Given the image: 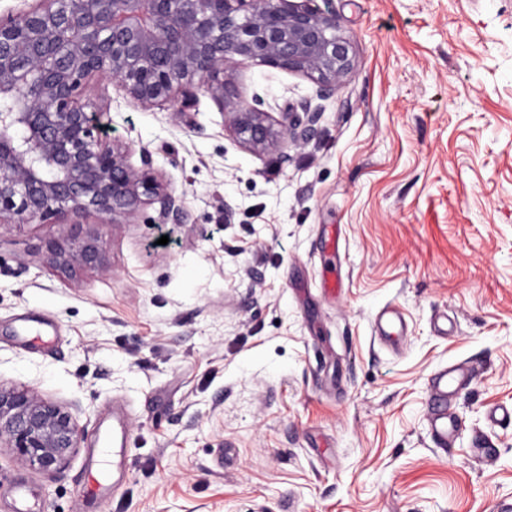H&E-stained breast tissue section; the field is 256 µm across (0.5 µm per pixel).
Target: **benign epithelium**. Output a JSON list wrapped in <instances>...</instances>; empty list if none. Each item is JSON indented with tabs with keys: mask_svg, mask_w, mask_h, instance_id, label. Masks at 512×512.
Returning <instances> with one entry per match:
<instances>
[{
	"mask_svg": "<svg viewBox=\"0 0 512 512\" xmlns=\"http://www.w3.org/2000/svg\"><path fill=\"white\" fill-rule=\"evenodd\" d=\"M249 61L301 74L326 100L354 70L352 39L316 0H35L0 18V227L56 224L46 261L65 272L110 271L99 237L79 219L126 224L156 205L181 224L182 200L152 156L104 136L103 113L82 101L109 81L144 109L181 114L203 92L242 147L278 154L314 139L321 108L304 101L271 113L239 101L234 65ZM74 413L26 385L0 384V449L35 475L62 467L78 448Z\"/></svg>",
	"mask_w": 512,
	"mask_h": 512,
	"instance_id": "7a95c632",
	"label": "benign epithelium"
}]
</instances>
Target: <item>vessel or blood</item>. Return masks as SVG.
Wrapping results in <instances>:
<instances>
[{"label": "vessel or blood", "instance_id": "obj_1", "mask_svg": "<svg viewBox=\"0 0 512 512\" xmlns=\"http://www.w3.org/2000/svg\"><path fill=\"white\" fill-rule=\"evenodd\" d=\"M474 374L463 362L440 368L432 377L430 431L436 447L447 448L457 431V421L450 412L454 397L463 390Z\"/></svg>", "mask_w": 512, "mask_h": 512}]
</instances>
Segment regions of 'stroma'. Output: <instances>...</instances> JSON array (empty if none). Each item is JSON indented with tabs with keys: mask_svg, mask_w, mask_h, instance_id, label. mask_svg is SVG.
<instances>
[{
	"mask_svg": "<svg viewBox=\"0 0 512 512\" xmlns=\"http://www.w3.org/2000/svg\"><path fill=\"white\" fill-rule=\"evenodd\" d=\"M328 7L354 72L286 162L207 94L176 116L87 86L186 221L88 218L106 274L49 267L55 225L0 229V383L85 430L43 476L1 450L0 512L20 484L30 512H512V0ZM235 88L275 116L315 97L246 61ZM458 361L477 372L444 451L429 381Z\"/></svg>",
	"mask_w": 512,
	"mask_h": 512,
	"instance_id": "obj_1",
	"label": "stroma"
}]
</instances>
